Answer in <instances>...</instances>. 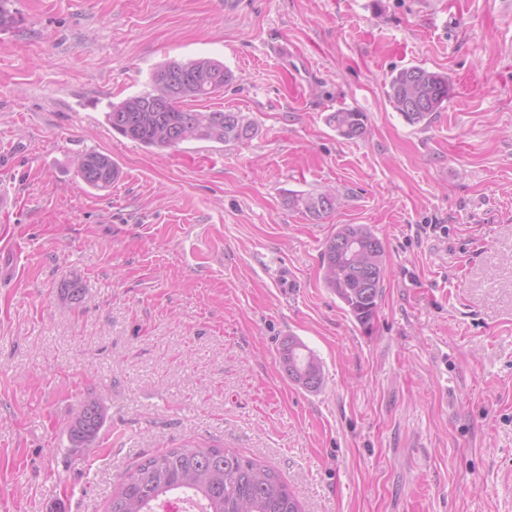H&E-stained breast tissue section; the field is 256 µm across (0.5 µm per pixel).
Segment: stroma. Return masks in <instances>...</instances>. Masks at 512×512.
I'll return each instance as SVG.
<instances>
[{
  "mask_svg": "<svg viewBox=\"0 0 512 512\" xmlns=\"http://www.w3.org/2000/svg\"><path fill=\"white\" fill-rule=\"evenodd\" d=\"M0 28V504L105 512L121 475L188 441L274 468L305 512H512V8L501 0H9ZM219 60L210 110L244 143L146 149L109 103L168 60ZM448 74L409 124L392 75ZM363 112L344 139L326 117ZM97 151L123 178L75 171ZM335 189L321 221L293 194ZM367 224L387 268L370 328L321 253ZM80 278L87 295L63 294ZM300 338L325 382L282 368ZM100 395L97 447L67 423Z\"/></svg>",
  "mask_w": 512,
  "mask_h": 512,
  "instance_id": "1",
  "label": "stroma"
}]
</instances>
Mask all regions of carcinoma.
Returning a JSON list of instances; mask_svg holds the SVG:
<instances>
[{"label": "carcinoma", "instance_id": "cac0c4a2", "mask_svg": "<svg viewBox=\"0 0 512 512\" xmlns=\"http://www.w3.org/2000/svg\"><path fill=\"white\" fill-rule=\"evenodd\" d=\"M400 70L389 82L387 97L393 108L415 125L442 109L450 97L448 75L413 67ZM234 74L209 58L187 62L169 60L152 73L151 89L109 104L105 121L112 131L140 145L163 150L197 140L216 144L244 143L257 134L255 123L244 113L188 109V101L209 99L224 92ZM179 91L161 96V84ZM326 122L347 140L362 138L367 131L363 113L339 109ZM77 174L93 189L112 185L116 177L112 159L99 152L80 157ZM322 194H293L288 205L312 221H320L340 206L339 198L320 207ZM323 282L363 327L372 323L385 281V250L380 238L366 224H343L325 242L321 255ZM73 303H81L86 291L77 277L62 288ZM284 371L291 381L306 374L302 388L317 392L324 382L317 355L298 337L290 336L281 351ZM106 419L100 397H86L72 414L67 433L72 450L93 448ZM190 496L203 512H302L288 485L273 469L229 448L187 443L148 456L129 469L112 494L107 512H156L155 503L172 494Z\"/></svg>", "mask_w": 512, "mask_h": 512}]
</instances>
